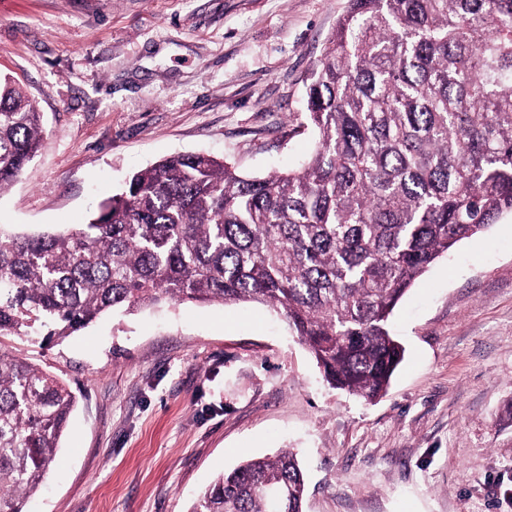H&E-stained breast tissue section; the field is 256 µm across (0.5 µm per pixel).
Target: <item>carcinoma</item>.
Segmentation results:
<instances>
[{
    "mask_svg": "<svg viewBox=\"0 0 512 512\" xmlns=\"http://www.w3.org/2000/svg\"><path fill=\"white\" fill-rule=\"evenodd\" d=\"M301 125L316 148L287 172L179 154L70 231L0 226V336H71L162 302L253 301L283 317L330 386L381 396L404 355L397 304L438 257L512 215V0H348ZM41 140L40 112L0 74V192ZM74 405L59 379L0 354V512H24L45 482ZM270 484L302 512L289 450L219 475L189 512H270Z\"/></svg>",
    "mask_w": 512,
    "mask_h": 512,
    "instance_id": "carcinoma-1",
    "label": "carcinoma"
}]
</instances>
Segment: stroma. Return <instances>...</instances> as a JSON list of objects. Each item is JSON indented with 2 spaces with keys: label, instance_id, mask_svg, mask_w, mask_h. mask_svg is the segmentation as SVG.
<instances>
[{
  "label": "stroma",
  "instance_id": "35a3bbf8",
  "mask_svg": "<svg viewBox=\"0 0 512 512\" xmlns=\"http://www.w3.org/2000/svg\"><path fill=\"white\" fill-rule=\"evenodd\" d=\"M347 0H0V73L41 113L0 225L87 223L133 173L207 152L244 173L309 155L311 71ZM405 358L367 402L257 303L115 311L0 353L76 407L27 512H189L243 461L296 453L305 512H512V215L461 241L392 316Z\"/></svg>",
  "mask_w": 512,
  "mask_h": 512
}]
</instances>
